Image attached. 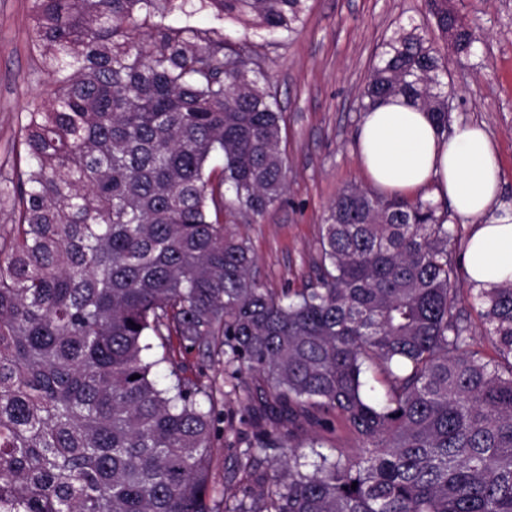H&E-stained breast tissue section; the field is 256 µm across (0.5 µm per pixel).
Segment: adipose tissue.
<instances>
[{
    "instance_id": "ef3b65f1",
    "label": "adipose tissue",
    "mask_w": 512,
    "mask_h": 512,
    "mask_svg": "<svg viewBox=\"0 0 512 512\" xmlns=\"http://www.w3.org/2000/svg\"><path fill=\"white\" fill-rule=\"evenodd\" d=\"M357 150L378 189L404 197L426 188L472 220L464 251L470 281L487 288L512 282V211L491 210L500 179L493 145L481 127L465 125L448 136L427 112L391 97L365 116Z\"/></svg>"
}]
</instances>
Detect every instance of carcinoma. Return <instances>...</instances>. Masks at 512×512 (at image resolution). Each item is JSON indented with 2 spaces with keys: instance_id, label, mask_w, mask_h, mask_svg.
<instances>
[{
  "instance_id": "cac0c4a2",
  "label": "carcinoma",
  "mask_w": 512,
  "mask_h": 512,
  "mask_svg": "<svg viewBox=\"0 0 512 512\" xmlns=\"http://www.w3.org/2000/svg\"><path fill=\"white\" fill-rule=\"evenodd\" d=\"M200 5H195V2ZM308 0H32L31 39L54 88L27 113L28 170L0 194V507L9 512H211L213 389L173 356L224 354L229 395L273 405L224 476L278 448L287 472L231 512H512V283L471 306L453 287L449 214L350 186L320 234L317 288L273 292L224 218L282 199L277 92L244 31L154 18L197 7L270 35L297 33ZM443 38L473 53L451 0H427ZM447 70L428 31L383 40L360 111L403 97L448 131ZM224 157L217 179L212 158ZM171 356L152 358L153 340ZM171 365L161 388L153 369ZM382 376L381 402L365 374ZM340 420L354 457L302 470L301 423Z\"/></svg>"
}]
</instances>
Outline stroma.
<instances>
[{
    "mask_svg": "<svg viewBox=\"0 0 512 512\" xmlns=\"http://www.w3.org/2000/svg\"><path fill=\"white\" fill-rule=\"evenodd\" d=\"M454 6L471 22L478 43L474 55L464 57L448 51L440 35L432 37L455 89L450 125L484 128L500 169L497 205L511 209L512 0H454ZM31 7V0H0V174L10 178L28 168L21 128L50 90L30 44ZM411 24L433 28L426 0H309L292 38L251 31L283 112L288 180L282 204L260 218L237 215L225 228L248 241L252 274L262 287L300 291L314 284L320 228L337 193L369 185L356 145L364 120L359 92L383 38ZM245 403L241 391L218 400L224 421L208 464L217 489L255 432L288 428L275 411L258 405L249 413Z\"/></svg>",
    "mask_w": 512,
    "mask_h": 512,
    "instance_id": "1",
    "label": "stroma"
}]
</instances>
